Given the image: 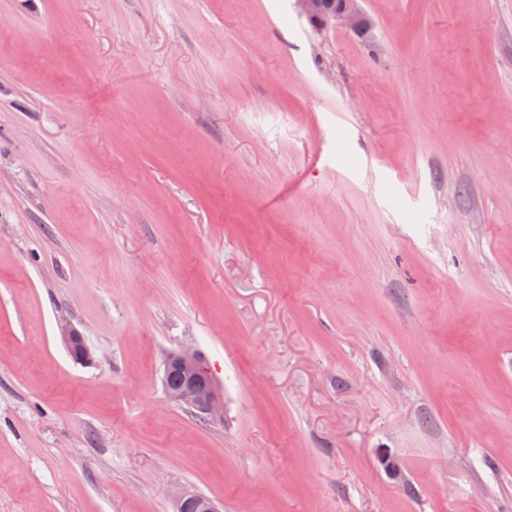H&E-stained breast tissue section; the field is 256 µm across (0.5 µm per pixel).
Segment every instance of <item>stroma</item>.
Instances as JSON below:
<instances>
[{"instance_id":"obj_1","label":"stroma","mask_w":512,"mask_h":512,"mask_svg":"<svg viewBox=\"0 0 512 512\" xmlns=\"http://www.w3.org/2000/svg\"><path fill=\"white\" fill-rule=\"evenodd\" d=\"M359 6L0 0V512H512V0ZM302 15L316 25L340 23L352 30L370 25L368 17L358 7L359 0H295ZM60 331L62 341L68 347L74 359L78 362L88 361L90 353L85 345L84 337L67 323L60 325ZM172 370L178 371L183 379L182 385L175 390L165 382V377ZM163 381L172 400L209 418L223 415V396L196 350L182 349L170 354L164 363Z\"/></svg>"}]
</instances>
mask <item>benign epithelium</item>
Masks as SVG:
<instances>
[{"label":"benign epithelium","instance_id":"1","mask_svg":"<svg viewBox=\"0 0 512 512\" xmlns=\"http://www.w3.org/2000/svg\"><path fill=\"white\" fill-rule=\"evenodd\" d=\"M302 15L316 25L340 23L352 30L370 25L368 17L358 7L359 0H295ZM61 339L78 362L89 360L84 337L71 325H60ZM178 371L183 379L177 389L166 388L168 396L197 414L216 418L223 415L224 401L220 390L203 364L201 355L191 349L170 354L164 363V373Z\"/></svg>","mask_w":512,"mask_h":512}]
</instances>
